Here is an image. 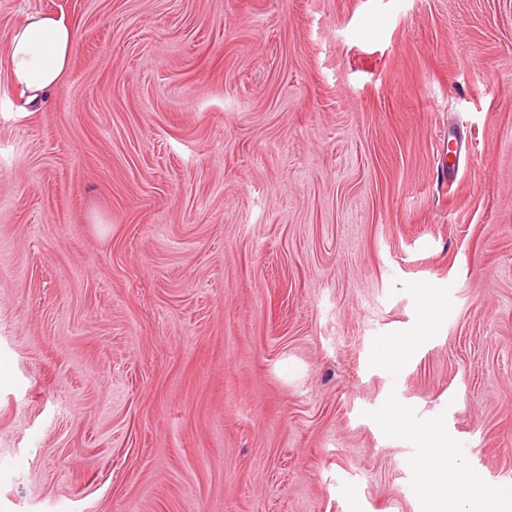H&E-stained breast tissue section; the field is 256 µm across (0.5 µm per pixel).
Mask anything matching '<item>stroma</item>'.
<instances>
[{"label": "stroma", "mask_w": 512, "mask_h": 512, "mask_svg": "<svg viewBox=\"0 0 512 512\" xmlns=\"http://www.w3.org/2000/svg\"><path fill=\"white\" fill-rule=\"evenodd\" d=\"M432 424L512 482V0H0V512H428ZM75 32L62 17L34 12L14 30L8 44L10 80L28 102H45L65 78Z\"/></svg>", "instance_id": "35a3bbf8"}]
</instances>
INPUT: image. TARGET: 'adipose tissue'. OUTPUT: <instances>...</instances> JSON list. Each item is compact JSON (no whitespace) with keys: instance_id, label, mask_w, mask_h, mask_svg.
I'll use <instances>...</instances> for the list:
<instances>
[{"instance_id":"obj_1","label":"adipose tissue","mask_w":512,"mask_h":512,"mask_svg":"<svg viewBox=\"0 0 512 512\" xmlns=\"http://www.w3.org/2000/svg\"><path fill=\"white\" fill-rule=\"evenodd\" d=\"M75 32L63 18L34 12L14 30L8 44L10 80L28 101L48 99L65 78L73 58ZM425 437L433 443L427 460L429 479L422 493L430 503V512H448L449 502L461 498V491L448 481L452 455L448 435L438 426H430Z\"/></svg>"}]
</instances>
